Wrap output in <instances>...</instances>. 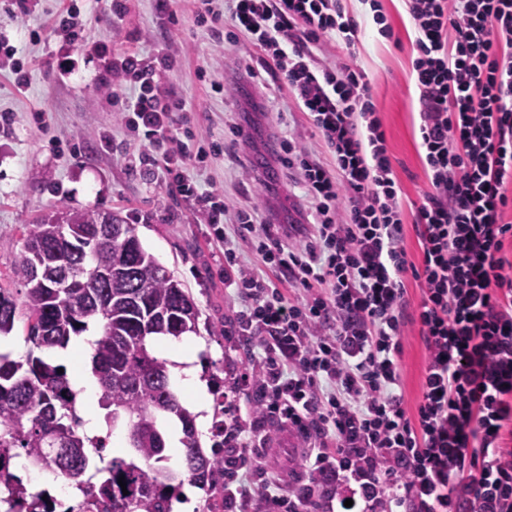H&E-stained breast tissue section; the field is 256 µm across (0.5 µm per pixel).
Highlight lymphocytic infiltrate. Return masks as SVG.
<instances>
[{
  "label": "lymphocytic infiltrate",
  "instance_id": "f902f5d3",
  "mask_svg": "<svg viewBox=\"0 0 512 512\" xmlns=\"http://www.w3.org/2000/svg\"><path fill=\"white\" fill-rule=\"evenodd\" d=\"M214 2L195 0L198 23L228 16L322 142L318 154L284 136L277 153L298 172L311 225L268 223L187 177L206 152L177 127L185 100L161 86L167 48L146 57L87 42L74 6L55 32L98 60L128 135L152 148L144 165L175 182L224 244V280L251 346L233 385L253 403L224 427L225 512H512V275L502 255L512 235V0H405L431 186L412 214L418 266L403 246L371 84L316 55L360 41L342 0ZM230 224L252 234L264 273L242 265ZM408 274L422 291L415 320L428 351L413 416L400 381ZM269 424L303 443L293 483L267 464Z\"/></svg>",
  "mask_w": 512,
  "mask_h": 512
}]
</instances>
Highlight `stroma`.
<instances>
[{
  "mask_svg": "<svg viewBox=\"0 0 512 512\" xmlns=\"http://www.w3.org/2000/svg\"><path fill=\"white\" fill-rule=\"evenodd\" d=\"M346 11L360 24L363 36L347 51L346 60L365 73L374 90L375 104L386 135L388 153L402 191V203L421 201L429 189L418 152L419 110L408 36L409 17L403 0H381L395 37L379 35L368 6L361 0H343ZM23 19L0 11V36L16 46L28 72L25 86L0 72V112L12 113L10 126L0 127V288L14 298L24 296L23 283L13 272L16 253L23 245L24 225L52 214L57 206L119 214L134 225L143 246L179 279L200 312V335L186 337L197 373L222 371L232 380L251 359L245 340L234 324L233 290L224 283V245L209 225L195 217L192 201L163 178L149 174L140 157L147 145H130L118 117L96 88L99 63L79 47L47 36L54 17L70 0H28ZM111 0H81V17L94 41H114L123 51L154 54L161 43L178 42L179 58L163 74L162 86L185 99L189 130L205 143H217L221 154L191 163L189 175L201 188L223 189L231 202L257 204L265 218L279 223L302 219L301 189L291 170L276 166L271 177L276 190L251 178L268 157L265 145L280 131L290 130L303 143H318L304 123L286 88L269 84L262 106L250 117L236 92L212 88L197 78L198 69L231 74L256 65L255 52L230 40L229 19L218 27L223 40L197 24L190 0H176L175 18L159 16L154 0H128L121 36L110 24ZM41 31L31 41L30 30ZM69 54L75 62L71 75L60 76L56 61ZM246 124L256 149L243 153L231 133ZM427 350L416 323L406 322L403 333L401 381L405 405L416 412L422 397Z\"/></svg>",
  "mask_w": 512,
  "mask_h": 512,
  "instance_id": "35a3bbf8",
  "label": "stroma"
}]
</instances>
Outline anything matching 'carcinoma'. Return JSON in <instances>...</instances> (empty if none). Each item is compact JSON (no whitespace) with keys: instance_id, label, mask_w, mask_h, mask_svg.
I'll return each instance as SVG.
<instances>
[{"instance_id":"cac0c4a2","label":"carcinoma","mask_w":512,"mask_h":512,"mask_svg":"<svg viewBox=\"0 0 512 512\" xmlns=\"http://www.w3.org/2000/svg\"><path fill=\"white\" fill-rule=\"evenodd\" d=\"M62 217L64 223L53 222ZM100 213L62 206L38 224H27L14 273L25 283L23 300L0 290V337L26 318L24 354L0 352V488L22 490L6 470L25 457L37 468L80 484L93 465L89 436L62 392H73L66 373L47 355L96 324L91 369L99 406L108 426L123 424L130 453L103 466L88 495L119 512H170L171 500L188 481L211 487L224 471V379L211 373L217 405L210 428V452L201 448L196 415L175 392L169 363L155 355L153 342L200 334V310L183 283L142 246L112 234L98 223ZM176 418L182 431L183 467L169 460L159 418ZM125 477L128 494L118 484Z\"/></svg>"}]
</instances>
